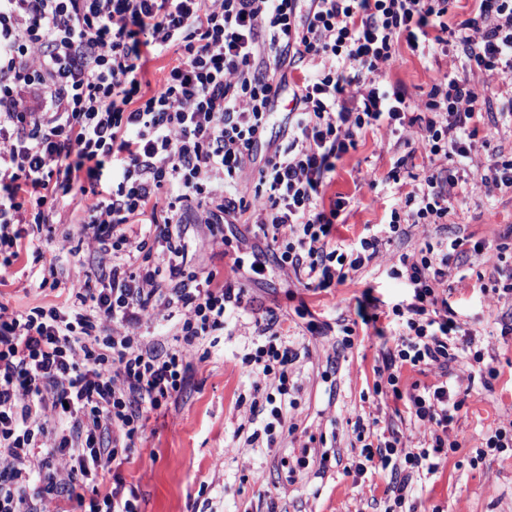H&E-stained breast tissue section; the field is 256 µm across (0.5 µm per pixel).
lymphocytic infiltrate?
Segmentation results:
<instances>
[{
	"mask_svg": "<svg viewBox=\"0 0 512 512\" xmlns=\"http://www.w3.org/2000/svg\"><path fill=\"white\" fill-rule=\"evenodd\" d=\"M450 0H0V272L28 266L40 288H65L63 303L23 311L0 304V512H47L76 498L82 512H139L136 489L118 470L149 412L168 408L193 358L228 315L246 309L244 289L190 266L199 237L223 245L224 227L250 224L268 237L279 268L328 288L371 262L409 224H444L471 177L512 190V155L471 169L470 127L512 123V97L491 98L469 73L512 76V0H476L449 27ZM457 55L461 74L443 78L414 110L387 71L401 48ZM181 57L152 93L147 65L170 49ZM299 71L292 82L289 72ZM293 106L283 140L266 139L283 89ZM412 130L430 164L387 223L348 245L331 232L348 206L326 198L336 163L380 124ZM455 157L459 166L445 167ZM251 171L253 192L239 177ZM83 197L81 251L96 279L62 284L56 260L30 242L28 225L53 233L58 209ZM497 273L512 297L505 247L429 238L391 267L412 290L397 304L393 348L382 356L394 400L423 427L424 449L403 434L357 426L362 443L350 474L390 472L387 493L404 507L414 474L435 475L458 448L448 431L462 407L454 373L495 379L440 288L465 249ZM171 322L145 337L141 327ZM275 314L256 324L266 343L243 363L277 376L288 392L297 353L279 341ZM439 369L442 382L403 393L401 371ZM111 474L103 490L99 479Z\"/></svg>",
	"mask_w": 512,
	"mask_h": 512,
	"instance_id": "obj_1",
	"label": "lymphocytic infiltrate"
}]
</instances>
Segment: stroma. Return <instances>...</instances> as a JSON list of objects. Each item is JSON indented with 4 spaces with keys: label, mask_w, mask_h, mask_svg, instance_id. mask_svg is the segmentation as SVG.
I'll return each instance as SVG.
<instances>
[{
    "label": "stroma",
    "mask_w": 512,
    "mask_h": 512,
    "mask_svg": "<svg viewBox=\"0 0 512 512\" xmlns=\"http://www.w3.org/2000/svg\"><path fill=\"white\" fill-rule=\"evenodd\" d=\"M460 71L454 56L407 52L387 76L402 81L418 105L434 83ZM381 141L388 151L379 152ZM401 157L410 173L421 172L427 160L417 139H397L383 124L337 161L325 192L350 202L339 239L356 241L397 203L387 176ZM510 226L512 193H490L480 180H471L455 196L446 224L410 226L405 237L383 246L344 283L324 290L307 288L303 277L271 262L254 272L258 240L250 225L225 227L223 246L198 243L189 254L192 265L244 288L249 306L227 318L214 343L199 348L176 401L150 416L141 442L122 465L123 477L138 488L140 512H385L390 474L357 480L345 469L361 452L359 422L379 419L381 427L413 433L412 447L422 444L419 425L407 411L396 410L386 378L375 373L397 329L391 308L411 296L389 270L399 255L416 252L435 233L493 249ZM494 279L493 270L472 254L453 264L448 276L447 298L457 321L475 333V349L499 376L488 388L478 380L460 388L463 406L448 432L460 446L449 451L436 476L413 479L409 498L420 512H512V447L483 451L492 431L512 423V335L501 333L503 322L512 321V300L498 298ZM56 300L55 291L34 288L18 267L0 283V303L13 310ZM272 308L282 340L298 358L288 372L297 388L295 402L284 405L285 427L270 440L250 407L255 393H275L277 383L255 381L242 359L262 345L254 319ZM362 313L370 324L358 323ZM350 323L356 336L345 348L342 329ZM302 456L307 464L300 467L296 460Z\"/></svg>",
    "instance_id": "35a3bbf8"
}]
</instances>
